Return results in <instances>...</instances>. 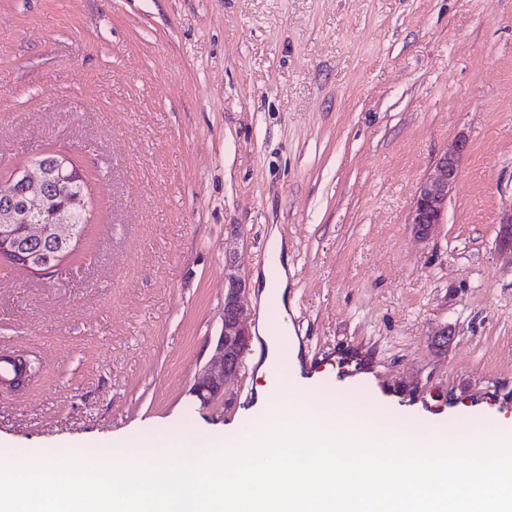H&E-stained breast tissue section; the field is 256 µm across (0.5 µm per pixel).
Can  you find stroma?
Segmentation results:
<instances>
[{
  "label": "stroma",
  "instance_id": "35a3bbf8",
  "mask_svg": "<svg viewBox=\"0 0 512 512\" xmlns=\"http://www.w3.org/2000/svg\"><path fill=\"white\" fill-rule=\"evenodd\" d=\"M446 221L408 223L457 135ZM45 151L88 174L91 218L51 276L0 260L8 455L232 442L244 374L201 403L224 261L271 228L311 404L445 434L512 420V0H0V186ZM447 335V347L435 344Z\"/></svg>",
  "mask_w": 512,
  "mask_h": 512
}]
</instances>
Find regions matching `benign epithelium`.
Returning a JSON list of instances; mask_svg holds the SVG:
<instances>
[{
    "mask_svg": "<svg viewBox=\"0 0 512 512\" xmlns=\"http://www.w3.org/2000/svg\"><path fill=\"white\" fill-rule=\"evenodd\" d=\"M468 150L466 136L458 135L452 146L436 158L432 169L421 181L408 220L419 238L428 239L438 225L445 223L448 199L455 191ZM57 173L60 178L73 183L83 177L82 170L71 166L63 154L57 158ZM0 200L5 202L0 209V257L6 256L22 268L39 272L51 267L41 247L58 243L64 250L56 253L55 264H61L65 251L72 249L78 233L59 214L43 218L47 213V178L39 163L32 160L17 169L8 189L0 191ZM498 245L512 251V205L502 211ZM224 282L223 325L215 357L194 388L195 396L203 403L224 392V386L238 370L242 352L247 350L250 340L247 311L242 304L247 283L229 262L224 265Z\"/></svg>",
    "mask_w": 512,
    "mask_h": 512,
    "instance_id": "7a95c632",
    "label": "benign epithelium"
}]
</instances>
